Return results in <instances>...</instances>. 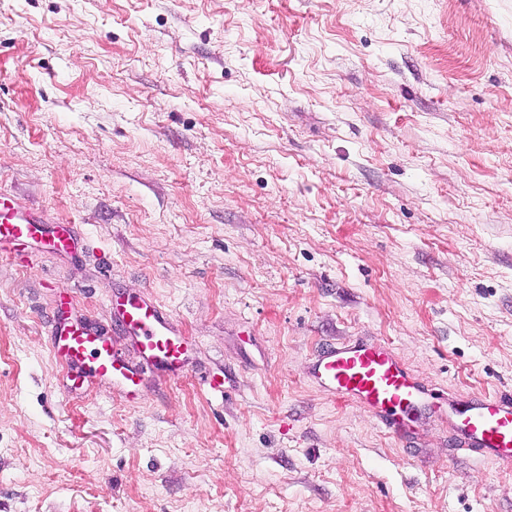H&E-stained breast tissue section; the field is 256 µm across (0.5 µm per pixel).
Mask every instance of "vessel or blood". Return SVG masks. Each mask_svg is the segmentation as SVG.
Instances as JSON below:
<instances>
[{"label": "vessel or blood", "mask_w": 512, "mask_h": 512, "mask_svg": "<svg viewBox=\"0 0 512 512\" xmlns=\"http://www.w3.org/2000/svg\"><path fill=\"white\" fill-rule=\"evenodd\" d=\"M78 230L73 224L42 225L0 193V248L32 241L69 251ZM112 323L134 344L136 360L126 359L109 333L55 320L51 347L67 367L75 387L88 378L111 380L124 396L141 399L146 373H177L186 341L148 296L123 298L112 307ZM310 377L337 400L366 410L394 438L411 444L421 422L438 417L453 433L459 449L495 463L512 465V396L437 393L415 376L387 344L363 340L325 346L316 355Z\"/></svg>", "instance_id": "obj_1"}]
</instances>
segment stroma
I'll return each instance as SVG.
<instances>
[{
	"label": "stroma",
	"mask_w": 512,
	"mask_h": 512,
	"mask_svg": "<svg viewBox=\"0 0 512 512\" xmlns=\"http://www.w3.org/2000/svg\"><path fill=\"white\" fill-rule=\"evenodd\" d=\"M0 191L84 227L0 250V512H512L308 376L512 394V0H0ZM142 294L181 375L71 390L49 321Z\"/></svg>",
	"instance_id": "obj_1"
}]
</instances>
